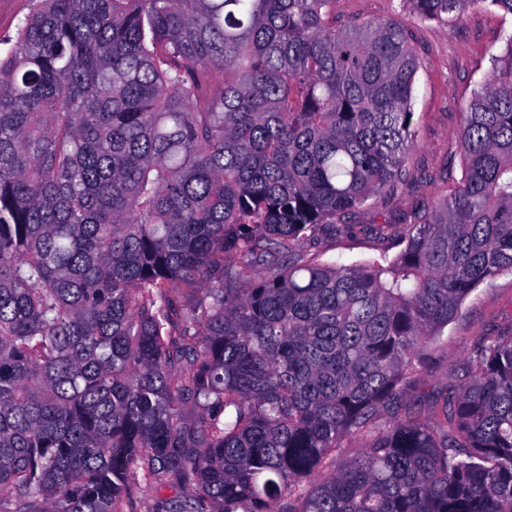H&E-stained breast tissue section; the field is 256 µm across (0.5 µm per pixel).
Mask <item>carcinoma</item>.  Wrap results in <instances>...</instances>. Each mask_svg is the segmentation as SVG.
Listing matches in <instances>:
<instances>
[{
  "label": "carcinoma",
  "instance_id": "carcinoma-1",
  "mask_svg": "<svg viewBox=\"0 0 512 512\" xmlns=\"http://www.w3.org/2000/svg\"><path fill=\"white\" fill-rule=\"evenodd\" d=\"M407 2L450 22L476 0ZM36 3L0 56V512H125L140 480L178 490L161 512H512V332L448 388L415 379L512 273V35L458 186L419 224L364 226L346 218L414 147L402 22ZM368 230L395 256L307 253Z\"/></svg>",
  "mask_w": 512,
  "mask_h": 512
}]
</instances>
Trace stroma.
Wrapping results in <instances>:
<instances>
[{"label": "stroma", "mask_w": 512, "mask_h": 512, "mask_svg": "<svg viewBox=\"0 0 512 512\" xmlns=\"http://www.w3.org/2000/svg\"><path fill=\"white\" fill-rule=\"evenodd\" d=\"M399 19L407 26L419 67L412 98L416 146L411 156L410 180L379 206H366L359 224H378L385 218L409 221L412 213L448 194L462 178L456 148L463 114L474 90L492 73L493 60L512 33V16L477 0L451 25L423 21L404 9L402 0H337L336 21L353 18ZM385 243L359 235L324 239L312 250L329 264L362 263L385 250ZM512 326V275L480 285L465 300L458 316L437 337L431 358L423 368L434 389L444 388L473 351L496 331Z\"/></svg>", "instance_id": "stroma-1"}]
</instances>
